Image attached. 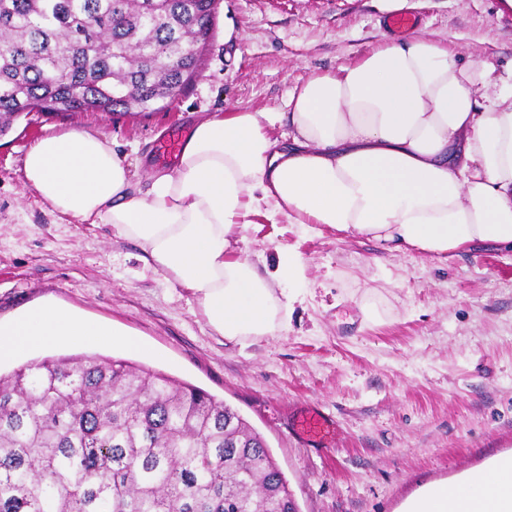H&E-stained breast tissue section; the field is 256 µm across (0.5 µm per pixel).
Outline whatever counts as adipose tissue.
Listing matches in <instances>:
<instances>
[{"label":"adipose tissue","instance_id":"ef3b65f1","mask_svg":"<svg viewBox=\"0 0 512 512\" xmlns=\"http://www.w3.org/2000/svg\"><path fill=\"white\" fill-rule=\"evenodd\" d=\"M277 115L237 109L199 119L175 169L140 185L127 155L70 129L25 154L28 185L54 212L99 220L141 248L174 288L190 291L207 324L231 341L287 328L304 263L282 251L275 269L226 256L255 199L295 224H327L394 249L448 253L512 246V84L459 63L436 42L386 38L340 74L311 77ZM133 337L45 303L0 321V361L56 344ZM403 512H512V457L455 483L434 484Z\"/></svg>","mask_w":512,"mask_h":512}]
</instances>
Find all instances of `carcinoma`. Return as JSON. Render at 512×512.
<instances>
[{"label": "carcinoma", "mask_w": 512, "mask_h": 512, "mask_svg": "<svg viewBox=\"0 0 512 512\" xmlns=\"http://www.w3.org/2000/svg\"><path fill=\"white\" fill-rule=\"evenodd\" d=\"M216 0H0V132L147 112L190 85ZM0 512H298L259 433L204 390L97 354L0 373Z\"/></svg>", "instance_id": "1"}]
</instances>
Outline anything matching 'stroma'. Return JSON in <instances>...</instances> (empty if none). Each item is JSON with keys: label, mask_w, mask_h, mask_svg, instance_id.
Here are the masks:
<instances>
[{"label": "stroma", "mask_w": 512, "mask_h": 512, "mask_svg": "<svg viewBox=\"0 0 512 512\" xmlns=\"http://www.w3.org/2000/svg\"><path fill=\"white\" fill-rule=\"evenodd\" d=\"M414 33L458 60L512 76L503 0H407ZM379 0H217L203 68L169 107L139 114L32 111L0 135V318L50 300L139 337L143 352L98 353L197 386L265 439L299 512H399L423 487L512 454V251L477 243L429 254L352 231L292 224L257 208L231 257L306 265L287 330L236 342L170 287L109 225L55 212L25 183L40 138L86 129L134 152L141 179L172 171L158 144L203 113L286 111L309 78L361 61L391 27ZM336 435L318 451L293 430L310 410Z\"/></svg>", "instance_id": "35a3bbf8"}]
</instances>
